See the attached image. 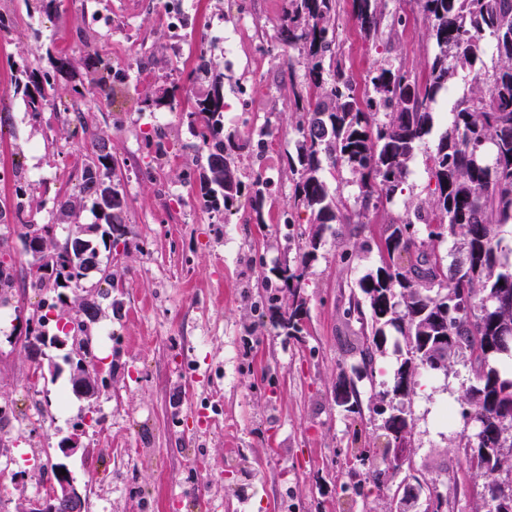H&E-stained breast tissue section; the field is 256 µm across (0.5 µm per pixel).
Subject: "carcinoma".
Returning <instances> with one entry per match:
<instances>
[{
	"label": "carcinoma",
	"mask_w": 512,
	"mask_h": 512,
	"mask_svg": "<svg viewBox=\"0 0 512 512\" xmlns=\"http://www.w3.org/2000/svg\"><path fill=\"white\" fill-rule=\"evenodd\" d=\"M338 0H285L279 24L267 52H298L306 61L304 90L293 91L302 115L295 127V152L287 154L293 176L294 205L311 212L302 232L313 256L326 227L334 222L360 224L366 212L391 202L410 168L418 144L432 132L434 103L448 89L458 70L481 60L484 44L495 48L494 63L475 71L470 95L457 101L451 126L439 136L430 156L435 180L431 198L415 206L413 216L388 225L381 264L359 280L360 294L349 298L344 315L360 324V355L372 367L383 352L389 330L402 359L392 385L381 399L396 404L383 420L388 437L383 450L389 469L402 470L397 448L411 441L403 400L413 391L420 371H447L440 355L441 339L454 353L467 357L470 385L459 399L464 425L455 439L459 463L486 479L512 483V367L496 365L512 357V261L502 253L499 228L512 224V0H416L435 54L420 81L398 64L383 63L369 71L364 91L346 66L336 32ZM384 0H354V12L367 37L380 38L383 51L392 50L393 30L383 31ZM87 84L74 85V100L85 86L106 97L128 79L123 69L103 65L95 46L85 42L82 57ZM73 69L59 56L51 69L23 70L25 105L31 120L40 121L50 105L46 88ZM224 74L211 76L207 88L182 112L194 141L186 148L204 170L199 201L217 214L232 211L239 199L251 201L249 220L265 223L264 203L271 181L258 174L245 183L236 165L243 144L224 130ZM71 136L85 140L86 162L78 177V193L56 200L59 219L68 220L91 205L98 223L78 225L57 242L54 225L26 219L28 189L16 187L10 220L0 223L21 229L20 240L36 257L38 270L30 287L51 296L41 307L59 311L73 323L69 365L71 392L96 397V365L90 358V330L105 317V309L86 289L93 275L115 289L122 280L101 266V251L130 248L127 202L118 180L110 140L89 132L84 116L75 113ZM345 165L356 178L359 195L353 209L347 199L329 191L324 165ZM413 224L429 229L424 237L407 232ZM452 244L457 260L446 265L438 245ZM277 281H266L271 305L288 296L281 326L295 333L306 300V261L280 266ZM16 269L0 261V306L16 288Z\"/></svg>",
	"instance_id": "cac0c4a2"
}]
</instances>
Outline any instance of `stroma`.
Instances as JSON below:
<instances>
[{
    "label": "stroma",
    "mask_w": 512,
    "mask_h": 512,
    "mask_svg": "<svg viewBox=\"0 0 512 512\" xmlns=\"http://www.w3.org/2000/svg\"><path fill=\"white\" fill-rule=\"evenodd\" d=\"M196 20L185 31V51L174 48L160 0H56L45 13L41 0H0V17L11 32L0 36V163L18 168V182H0V209L10 210L17 183L31 186L35 222L45 223L55 196L74 193L85 161L80 138L67 125L71 99L65 85L49 90L51 106L39 123L27 115L18 86L21 68L49 69L52 58L80 64L85 36L97 39L113 66L127 69L129 85L112 97L86 93L90 131L108 136L116 174L127 199L136 248L103 253L124 286L95 284L106 315L93 331L91 351L112 386L93 400L70 396L60 410L54 396L69 387L64 349L50 347L55 373L33 377L34 363L17 334L39 306L41 292L17 289L0 318V403L13 412H37L35 423L9 441L5 455L34 453L66 464L84 500V512H419L403 473L390 480L397 495L355 482L362 449L382 451L387 438L375 412L377 394L390 386L400 354L386 343L365 376L359 326L344 314L359 279L376 269L390 222L408 217L428 196V165L436 135L415 153L401 193L370 211L366 223L333 224L314 258L299 238L310 211L295 207L284 166V143L294 137L299 114L292 88L300 84V56L274 58L257 51L272 36L284 0H192ZM387 17L404 16L395 49L376 52L353 12L340 0L336 22L345 60L356 79L384 61L425 77L434 48L415 0H387ZM250 30L240 47L241 66L224 65L218 32L235 28L241 10ZM41 30L33 39V30ZM205 44L212 69L224 73V99L238 88L258 102V121H269L280 149L237 155L243 181L270 176L267 219L247 224L239 208L217 215L201 208L202 171L186 143L192 135L180 109L205 82L189 85L194 64L187 49ZM170 90L179 107L158 124L145 98ZM166 155L157 158V147ZM292 213L293 227L279 224ZM307 263L305 311L298 335L275 326L251 308L262 284L284 263ZM354 383L362 411L350 414L334 398L340 379ZM461 357L447 372L416 374L404 400L412 427L411 465L448 501L447 512H476L484 480L461 467L451 434L437 423L443 403L469 386ZM82 423L87 455L63 457L59 441Z\"/></svg>",
    "instance_id": "stroma-1"
}]
</instances>
